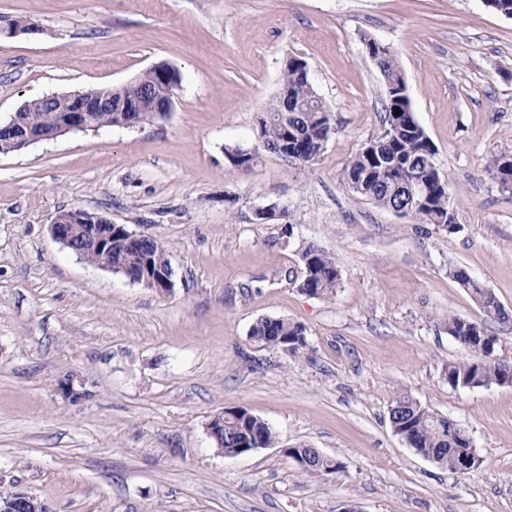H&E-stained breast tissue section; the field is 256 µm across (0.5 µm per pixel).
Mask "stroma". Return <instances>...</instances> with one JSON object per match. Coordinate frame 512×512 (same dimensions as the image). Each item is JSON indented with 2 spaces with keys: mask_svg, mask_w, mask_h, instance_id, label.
<instances>
[{
  "mask_svg": "<svg viewBox=\"0 0 512 512\" xmlns=\"http://www.w3.org/2000/svg\"><path fill=\"white\" fill-rule=\"evenodd\" d=\"M12 19L41 31L0 37L1 122L158 62L181 86L166 119L0 153V487L52 512H512V384L455 389L445 375L471 356L451 315L512 361V198L485 168L512 155V19L483 0H0V24ZM367 36L398 58L455 195V232L344 181L383 117ZM290 56L336 126L312 164L256 139ZM235 147L255 152L250 167L228 160ZM73 207L156 237L172 291L55 242L51 220ZM310 243L336 257L332 298L298 288ZM452 263L507 318L487 317ZM261 318L302 324L307 349L259 347ZM67 377L85 396H61ZM401 392L463 427L482 467L454 474L409 447L389 421ZM227 408L267 422L278 446L219 452L208 424ZM301 443L341 469L302 475L281 452Z\"/></svg>",
  "mask_w": 512,
  "mask_h": 512,
  "instance_id": "stroma-1",
  "label": "stroma"
}]
</instances>
